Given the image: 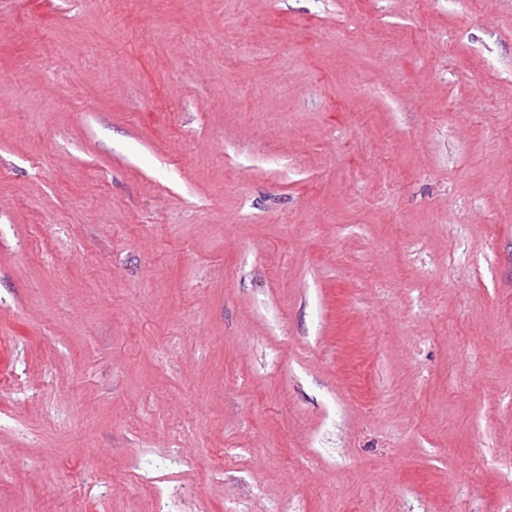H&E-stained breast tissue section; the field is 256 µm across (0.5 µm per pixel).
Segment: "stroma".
<instances>
[{
	"label": "stroma",
	"mask_w": 512,
	"mask_h": 512,
	"mask_svg": "<svg viewBox=\"0 0 512 512\" xmlns=\"http://www.w3.org/2000/svg\"><path fill=\"white\" fill-rule=\"evenodd\" d=\"M0 512H512V0H0Z\"/></svg>",
	"instance_id": "obj_1"
}]
</instances>
